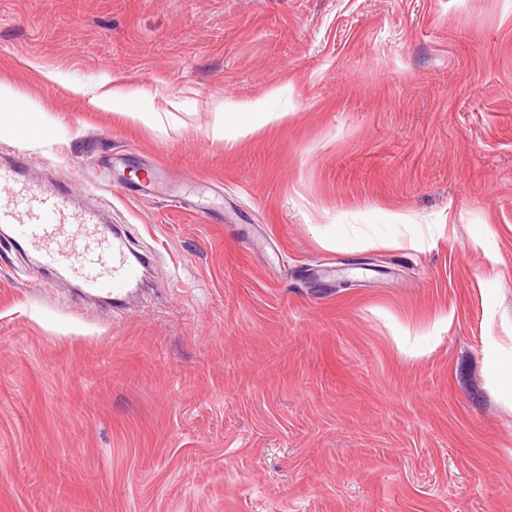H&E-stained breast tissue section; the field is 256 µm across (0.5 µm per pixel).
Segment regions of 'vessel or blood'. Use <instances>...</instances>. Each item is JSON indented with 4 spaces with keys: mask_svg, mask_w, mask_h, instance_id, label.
<instances>
[{
    "mask_svg": "<svg viewBox=\"0 0 512 512\" xmlns=\"http://www.w3.org/2000/svg\"><path fill=\"white\" fill-rule=\"evenodd\" d=\"M74 197L69 184L51 187L30 176L24 153L0 164V226L13 243L85 295L121 299L141 281L144 265L97 209Z\"/></svg>",
    "mask_w": 512,
    "mask_h": 512,
    "instance_id": "b4317fda",
    "label": "vessel or blood"
}]
</instances>
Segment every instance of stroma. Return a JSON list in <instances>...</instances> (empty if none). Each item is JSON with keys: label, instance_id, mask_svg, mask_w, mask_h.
<instances>
[{"label": "stroma", "instance_id": "stroma-1", "mask_svg": "<svg viewBox=\"0 0 512 512\" xmlns=\"http://www.w3.org/2000/svg\"><path fill=\"white\" fill-rule=\"evenodd\" d=\"M0 91L151 278L0 239V512H512V0H0Z\"/></svg>", "mask_w": 512, "mask_h": 512}]
</instances>
